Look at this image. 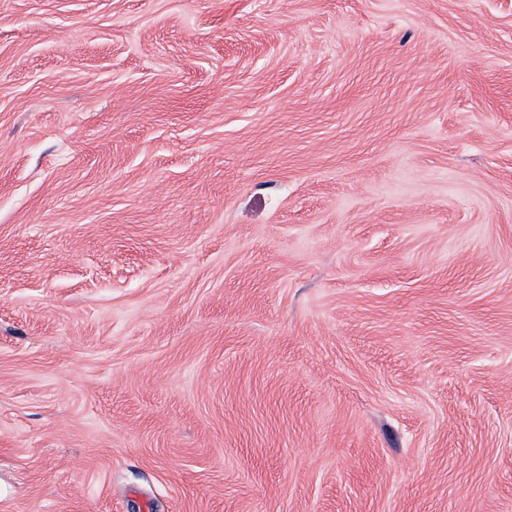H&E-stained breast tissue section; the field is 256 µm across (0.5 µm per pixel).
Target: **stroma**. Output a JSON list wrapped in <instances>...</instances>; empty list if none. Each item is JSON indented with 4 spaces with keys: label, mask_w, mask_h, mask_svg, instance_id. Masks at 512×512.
I'll return each mask as SVG.
<instances>
[{
    "label": "stroma",
    "mask_w": 512,
    "mask_h": 512,
    "mask_svg": "<svg viewBox=\"0 0 512 512\" xmlns=\"http://www.w3.org/2000/svg\"><path fill=\"white\" fill-rule=\"evenodd\" d=\"M0 512H512V0H0Z\"/></svg>",
    "instance_id": "1"
}]
</instances>
